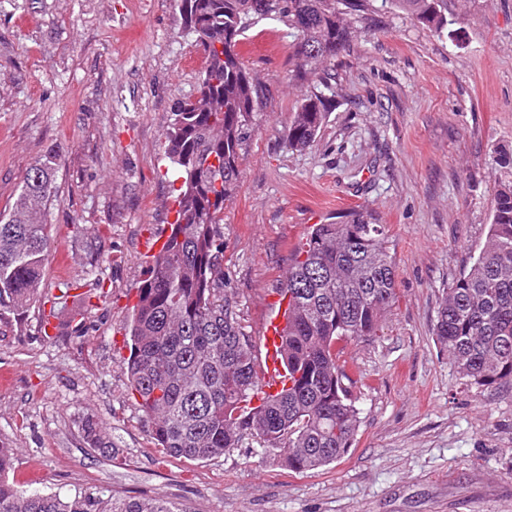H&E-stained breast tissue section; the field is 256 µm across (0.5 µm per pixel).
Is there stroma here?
<instances>
[{
	"instance_id": "stroma-1",
	"label": "stroma",
	"mask_w": 512,
	"mask_h": 512,
	"mask_svg": "<svg viewBox=\"0 0 512 512\" xmlns=\"http://www.w3.org/2000/svg\"><path fill=\"white\" fill-rule=\"evenodd\" d=\"M430 31L389 0L351 17L336 80L298 83L287 25L260 21L237 52L260 83L241 179L224 205V283L257 336L314 224L386 225L397 298L377 335L338 343L359 412L341 459L295 472L254 440L206 460L158 448L129 389L124 326L166 238L176 191L165 132L206 56L174 0H0V211L46 153L51 248L36 300L0 322V440L18 487L158 496L182 512H512V382L465 383L433 338L438 307L483 243L512 151V0H447ZM329 99L316 141L289 149L304 95ZM80 282L107 300L71 320ZM55 309L59 331L42 332ZM100 420L115 454L86 445Z\"/></svg>"
}]
</instances>
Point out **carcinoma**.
<instances>
[{"label": "carcinoma", "instance_id": "carcinoma-1", "mask_svg": "<svg viewBox=\"0 0 512 512\" xmlns=\"http://www.w3.org/2000/svg\"><path fill=\"white\" fill-rule=\"evenodd\" d=\"M366 2L175 0L208 63L199 94L175 104L165 135V158L183 183L170 234L137 287L125 362L137 406L170 454L203 460L252 439L281 465L306 472L353 444L358 412L341 386L346 374L336 342L376 335L396 298L385 225L359 216L312 226L278 289L288 299L281 355L290 385L254 405L262 383L256 337L224 290V202L240 181V150L258 105L236 51L240 37L265 19L286 23L295 78H319L350 45L348 15ZM391 2L436 33L447 29L446 0ZM327 115L322 97L305 96L288 126V147L310 146ZM495 164L504 178L491 200L486 239L446 292L434 327L461 379L478 386L512 379V152H499ZM56 165L50 152L30 167L10 211L0 213V320L27 311L40 286L50 248L40 216ZM82 433L90 447L114 454L95 419L85 418ZM15 461L16 449L0 440V512H183L160 497L31 493L9 481Z\"/></svg>", "mask_w": 512, "mask_h": 512}]
</instances>
